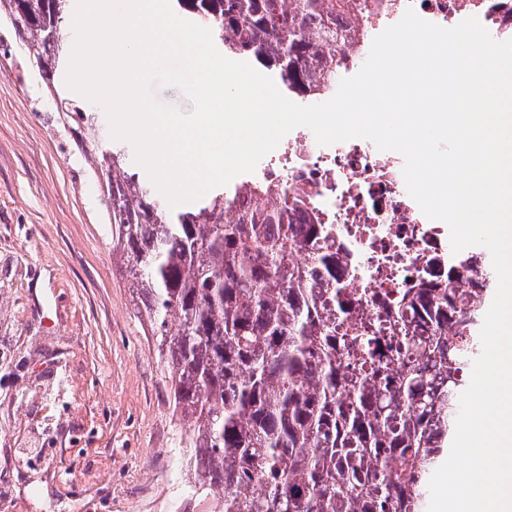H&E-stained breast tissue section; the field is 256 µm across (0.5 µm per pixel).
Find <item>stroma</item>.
Masks as SVG:
<instances>
[{
    "label": "stroma",
    "instance_id": "1",
    "mask_svg": "<svg viewBox=\"0 0 512 512\" xmlns=\"http://www.w3.org/2000/svg\"><path fill=\"white\" fill-rule=\"evenodd\" d=\"M0 55V512L198 505L192 425L113 253L94 138Z\"/></svg>",
    "mask_w": 512,
    "mask_h": 512
}]
</instances>
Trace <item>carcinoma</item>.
<instances>
[{"label":"carcinoma","mask_w":512,"mask_h":512,"mask_svg":"<svg viewBox=\"0 0 512 512\" xmlns=\"http://www.w3.org/2000/svg\"><path fill=\"white\" fill-rule=\"evenodd\" d=\"M75 0H0L41 97L104 149L95 173L137 312L175 409L191 416L194 494L217 512H425L448 451L492 294L485 258L454 264L372 313L346 288L306 199L259 182L170 208L102 115L69 90ZM219 49L273 71L288 95L336 85L325 49L350 32L343 0H174ZM301 253L304 259L292 260Z\"/></svg>","instance_id":"obj_1"}]
</instances>
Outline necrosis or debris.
Listing matches in <instances>:
<instances>
[{
  "mask_svg": "<svg viewBox=\"0 0 512 512\" xmlns=\"http://www.w3.org/2000/svg\"><path fill=\"white\" fill-rule=\"evenodd\" d=\"M410 9L445 28L475 17L496 40L512 39V0H348L353 27L330 55L339 62L367 59L374 38ZM403 167L401 154L378 150L370 140L322 146L309 127L299 126L260 160L255 175L309 196L347 259L350 288L373 308L379 297L445 275L449 258L471 255L467 248L451 253L447 224L423 214Z\"/></svg>",
  "mask_w": 512,
  "mask_h": 512,
  "instance_id": "4bbe7bcc",
  "label": "necrosis or debris"
}]
</instances>
